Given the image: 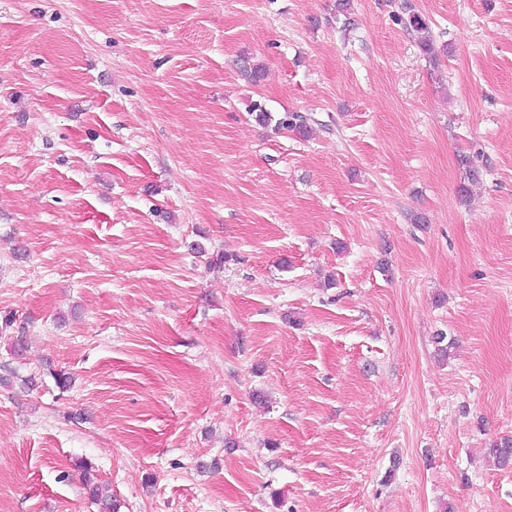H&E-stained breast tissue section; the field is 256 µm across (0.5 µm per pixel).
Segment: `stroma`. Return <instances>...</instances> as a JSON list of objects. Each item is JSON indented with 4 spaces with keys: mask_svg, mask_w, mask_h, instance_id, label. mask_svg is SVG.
Segmentation results:
<instances>
[{
    "mask_svg": "<svg viewBox=\"0 0 512 512\" xmlns=\"http://www.w3.org/2000/svg\"><path fill=\"white\" fill-rule=\"evenodd\" d=\"M8 318L0 512H512V0H0ZM404 15L398 16L397 21L404 25L410 31L417 33L418 44L423 53L435 64L439 61L441 55L448 53L447 44H438L431 34L429 25L418 15L411 4H406L404 7ZM310 122L315 123V120L301 112H284L276 120L274 128L277 131H295L305 137L312 131ZM86 472L84 473V481L86 489L91 499L99 505L100 512H119V504L114 497H104L101 489V485L90 478L88 466L83 467Z\"/></svg>",
    "mask_w": 512,
    "mask_h": 512,
    "instance_id": "35a3bbf8",
    "label": "stroma"
}]
</instances>
